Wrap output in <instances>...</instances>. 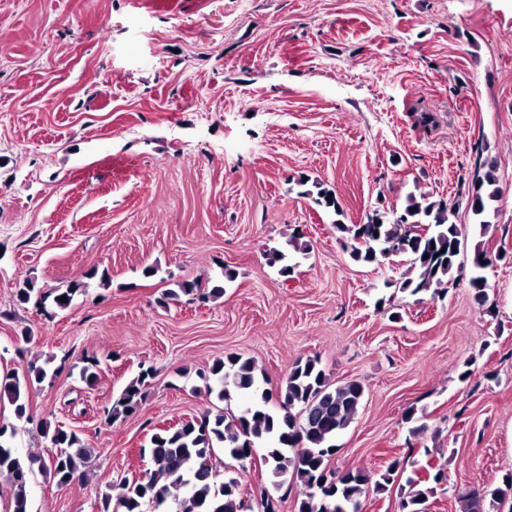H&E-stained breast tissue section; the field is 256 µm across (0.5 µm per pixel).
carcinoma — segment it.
I'll list each match as a JSON object with an SVG mask.
<instances>
[{
  "label": "carcinoma",
  "instance_id": "cac0c4a2",
  "mask_svg": "<svg viewBox=\"0 0 512 512\" xmlns=\"http://www.w3.org/2000/svg\"><path fill=\"white\" fill-rule=\"evenodd\" d=\"M491 168L475 171L469 201L474 216L479 218L480 232L489 227L486 220L490 202L496 200L498 188ZM319 207L340 216L342 206L337 196L324 184L315 182L313 189L304 191ZM453 211L444 201L419 200L411 197L402 213L389 220L386 213L374 211L364 224L334 223L336 230L351 240L350 257L356 263H380L393 253L408 257V270L417 271L414 278L403 277L400 288L412 294L432 292L437 295L442 286L452 280L468 278L474 299L482 306L489 299L483 270L502 260L481 246L475 247L463 264L465 236L461 226L451 220ZM269 264L280 265V273L289 276L294 266L289 264L288 251L273 248L266 253ZM81 284L43 293L28 282L17 292L21 303L34 302L39 306L48 298L59 309L68 308ZM224 294V289L209 288L197 280H185L163 293V302H204ZM67 301H60V297ZM252 360L230 355L216 361L210 368L217 387V397L230 399L235 392L247 400V405L235 413L223 409L207 411L201 417L165 428L151 436L150 447L141 449L148 457L145 476L125 485L118 506L123 512H144L143 506L164 512H246L240 498V481L227 477L216 481V450L235 461H246L250 449H261L262 461L276 478L274 485L300 484L305 489L297 503V512H360V499L368 491V477L360 469L336 471L328 461L336 454L334 440L359 410L363 386L354 380L340 385L329 384L318 358L296 360L284 384L272 398L259 388ZM46 377V371L33 364L21 374L12 372L0 378V395H5L14 412L26 411L25 393L34 382ZM151 377L143 369L124 388L109 417L115 420L136 411L142 391ZM276 406L269 407L271 400ZM52 447L59 452L48 457L28 456L22 459L13 446V434L0 424V474H8L12 482V512H28L29 475L39 470L59 487L70 485L82 474L87 451L75 431L59 424L43 427ZM400 460L395 459L379 474L375 488L385 492L401 476ZM408 490L400 499V512H425V503L434 494L424 477L409 476ZM463 512H501L509 506L512 512V470L501 483L468 490L459 497Z\"/></svg>",
  "mask_w": 512,
  "mask_h": 512
}]
</instances>
